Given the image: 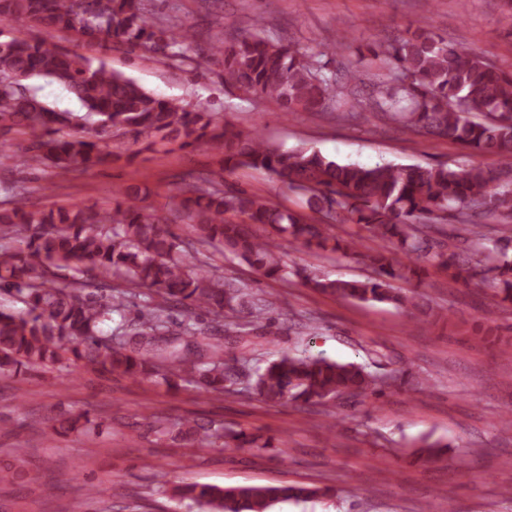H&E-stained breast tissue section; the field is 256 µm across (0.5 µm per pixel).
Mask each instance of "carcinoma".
<instances>
[{
    "mask_svg": "<svg viewBox=\"0 0 512 512\" xmlns=\"http://www.w3.org/2000/svg\"><path fill=\"white\" fill-rule=\"evenodd\" d=\"M0 22L27 28L0 39V76L19 77L0 86V132L29 138L23 164L50 167L57 176L108 164L112 153L103 151L99 140L112 134L150 144L166 140L182 148L207 145L223 156L224 171H264L316 214L308 218L263 195L226 192L191 176L181 179L171 201L172 211L193 230L194 238L185 241L139 205L138 187L118 192L109 211L89 206L33 210L23 189H11L0 207V238H17L23 247L0 251V294L23 303L27 312L0 309V377L78 367L137 382L160 379L170 388L191 384L217 397L235 391L240 368L224 358V344L209 342L199 315L232 326L245 306V293L199 258L204 246L247 263L265 278L297 277L314 291L344 301L422 310L421 296L395 283L421 278L430 263L467 282L478 280L512 302L507 249L473 247L476 219H512V70L427 26L357 48L355 67L340 60L351 49L344 37L316 53L260 33L210 44L208 57L224 60L225 82L275 100L287 114L318 112L341 96V120L356 121L370 112L413 134L505 161L496 176L475 165L366 167L339 163L313 147L273 149L257 132L244 134L215 112L189 110L156 96L104 62L37 36L42 30L65 31L99 50L125 44L152 57L169 50L174 57L189 58L194 49L190 29L155 17L150 0H0ZM364 76L369 77L366 93L347 90V81ZM36 78L61 85L85 112L50 108L27 85ZM473 112L483 118L470 119ZM338 221L366 227L377 245L332 235L328 225ZM259 224L316 256H360L373 274L342 279L312 267H290L275 242L254 232ZM442 224L459 225L457 251L450 255L434 250L430 238ZM143 288L148 290L143 309L129 319L126 304ZM115 315L121 318L115 331H103ZM250 386L265 403L305 407L354 406L385 394L367 365L311 355H281L257 372ZM147 431L160 441L190 447H272L242 429L190 420L168 423L156 413ZM416 447L425 460L434 461L444 445L424 437ZM26 464L23 449H14L13 463L0 468V482L23 478ZM331 492L328 486L301 483L221 488L184 481L174 488L175 496L204 512H269L280 502Z\"/></svg>",
    "mask_w": 512,
    "mask_h": 512,
    "instance_id": "cac0c4a2",
    "label": "carcinoma"
}]
</instances>
